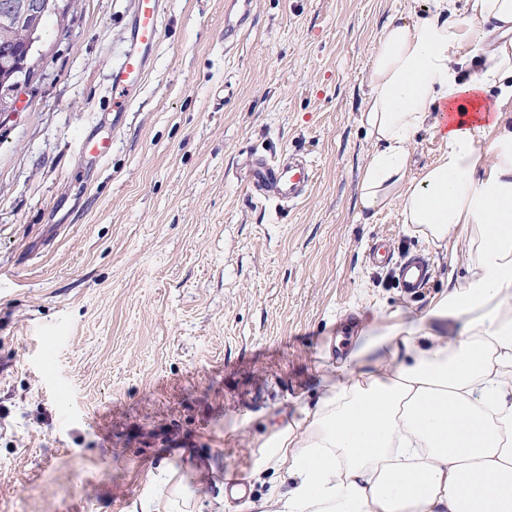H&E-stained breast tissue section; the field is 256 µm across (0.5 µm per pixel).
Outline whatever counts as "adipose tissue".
Masks as SVG:
<instances>
[{
  "instance_id": "obj_1",
  "label": "adipose tissue",
  "mask_w": 512,
  "mask_h": 512,
  "mask_svg": "<svg viewBox=\"0 0 512 512\" xmlns=\"http://www.w3.org/2000/svg\"><path fill=\"white\" fill-rule=\"evenodd\" d=\"M365 81L363 209L461 243L463 271L425 312L364 328L254 474L291 482L271 512H512V0L393 18ZM427 124L445 151L414 176Z\"/></svg>"
}]
</instances>
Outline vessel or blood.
<instances>
[{"instance_id":"1","label":"vessel or blood","mask_w":512,"mask_h":512,"mask_svg":"<svg viewBox=\"0 0 512 512\" xmlns=\"http://www.w3.org/2000/svg\"><path fill=\"white\" fill-rule=\"evenodd\" d=\"M249 5L250 0H228L224 12L225 28L241 27L249 17ZM161 15V0H138L131 38L111 76L112 109L115 112H128L132 99L141 89L161 34ZM315 178L313 161L292 152L280 160L259 158L251 166L244 182L251 194L295 203L313 185ZM368 259L376 266L395 265L398 283L408 296H419L431 283V266L425 256H408L396 263L374 246L369 250Z\"/></svg>"}]
</instances>
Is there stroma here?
Returning a JSON list of instances; mask_svg holds the SVG:
<instances>
[{
	"label": "stroma",
	"mask_w": 512,
	"mask_h": 512,
	"mask_svg": "<svg viewBox=\"0 0 512 512\" xmlns=\"http://www.w3.org/2000/svg\"><path fill=\"white\" fill-rule=\"evenodd\" d=\"M163 0L153 66L129 112L110 75L137 0L50 16L38 72L0 113V512H130L178 471L198 512L238 473L245 498L282 413L314 402L361 328L417 314L448 286L454 242L398 208L358 219L375 149L363 73L385 24L426 0ZM112 140L107 159L77 150ZM297 152L318 178L296 206L250 195L258 156ZM394 258L435 276L405 295ZM250 0H229L224 12V27L232 30L241 27L250 14Z\"/></svg>",
	"instance_id": "35a3bbf8"
}]
</instances>
